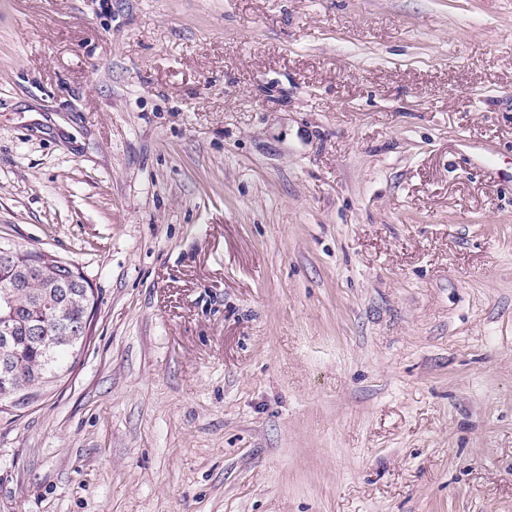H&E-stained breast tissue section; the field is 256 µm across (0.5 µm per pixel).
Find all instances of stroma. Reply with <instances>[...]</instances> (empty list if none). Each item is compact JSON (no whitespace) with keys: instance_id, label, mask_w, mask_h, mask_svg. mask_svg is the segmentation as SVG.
Returning a JSON list of instances; mask_svg holds the SVG:
<instances>
[{"instance_id":"stroma-1","label":"stroma","mask_w":512,"mask_h":512,"mask_svg":"<svg viewBox=\"0 0 512 512\" xmlns=\"http://www.w3.org/2000/svg\"><path fill=\"white\" fill-rule=\"evenodd\" d=\"M0 240V512H512V0H0ZM56 293V288H46L40 280H36L28 288H14L11 268L0 264V351L2 354L6 355L10 351L16 331L10 312L20 326L16 335V345L11 352L12 376L15 385H4L0 376L1 414L19 416L13 413L38 405L51 387L72 373L84 352L88 340L80 338L65 342L61 338L60 330L52 324L60 303ZM6 313L8 314L4 315ZM29 321L48 323V333L42 336L46 327L35 324L28 328L30 335L32 338L42 337L35 340L25 339L22 325ZM69 359H72L71 364ZM24 391H33L35 396L28 405L20 407L13 402L18 394Z\"/></svg>"}]
</instances>
